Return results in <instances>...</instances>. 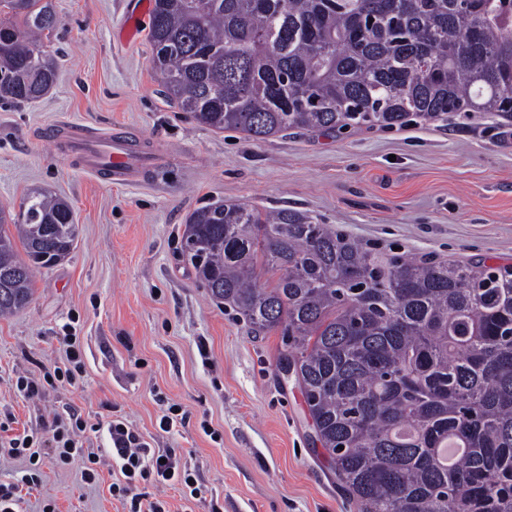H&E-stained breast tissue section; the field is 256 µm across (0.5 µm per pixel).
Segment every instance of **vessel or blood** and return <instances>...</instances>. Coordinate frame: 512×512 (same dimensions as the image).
<instances>
[{"mask_svg":"<svg viewBox=\"0 0 512 512\" xmlns=\"http://www.w3.org/2000/svg\"><path fill=\"white\" fill-rule=\"evenodd\" d=\"M63 147L81 158L84 169L107 176L116 184L137 181L152 165L150 156L121 132L101 138L72 126L63 139Z\"/></svg>","mask_w":512,"mask_h":512,"instance_id":"b4317fda","label":"vessel or blood"}]
</instances>
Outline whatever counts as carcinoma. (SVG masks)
Instances as JSON below:
<instances>
[{"instance_id": "cac0c4a2", "label": "carcinoma", "mask_w": 512, "mask_h": 512, "mask_svg": "<svg viewBox=\"0 0 512 512\" xmlns=\"http://www.w3.org/2000/svg\"><path fill=\"white\" fill-rule=\"evenodd\" d=\"M0 99L57 81L41 50L52 0H0ZM165 96L214 131L261 141L431 121L466 107L512 118V2L154 0ZM0 211V315L78 239L70 203L36 191ZM20 241L25 258L14 242ZM195 278L251 332L281 330L321 446L359 512H512V267L366 248L304 212H192ZM277 275L257 282L256 270ZM463 452L451 466L439 451Z\"/></svg>"}]
</instances>
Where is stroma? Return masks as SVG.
<instances>
[{
  "instance_id": "1",
  "label": "stroma",
  "mask_w": 512,
  "mask_h": 512,
  "mask_svg": "<svg viewBox=\"0 0 512 512\" xmlns=\"http://www.w3.org/2000/svg\"><path fill=\"white\" fill-rule=\"evenodd\" d=\"M59 24L44 50L58 71L38 102L0 105V209L41 189L72 205L70 258L37 273L29 305L0 317V440L47 435L53 417L91 423L117 412L152 448L172 452L212 492L153 489L166 512H358L336 484L295 380L279 376L281 331L251 333L211 298L182 255L196 209L218 202L288 207L360 243L409 257L512 265V120L451 112L391 130H291L256 141L213 131L161 93L139 0H52ZM136 22L130 41L121 32ZM120 127L157 154L141 181L115 186L65 154L59 122ZM72 325L83 369L29 399L15 385L64 365ZM182 424L160 429L163 403ZM80 462L41 447L40 484L23 512H127L105 465L84 484Z\"/></svg>"
}]
</instances>
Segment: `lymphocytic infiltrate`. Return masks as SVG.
I'll return each mask as SVG.
<instances>
[{
    "mask_svg": "<svg viewBox=\"0 0 512 512\" xmlns=\"http://www.w3.org/2000/svg\"><path fill=\"white\" fill-rule=\"evenodd\" d=\"M107 429L111 445L98 451H85L86 432ZM88 425L78 415L54 418L50 429L54 446L52 452L57 463L66 465L81 459L83 483H95L105 461H113L126 478L125 484L113 485L111 492L129 498V512H166L163 501L151 498L149 493L135 492L136 481L153 487L180 486L182 492L194 499L205 498L209 492L189 469L179 467L172 453H162L149 447L144 438L124 420L110 419L106 427Z\"/></svg>",
    "mask_w": 512,
    "mask_h": 512,
    "instance_id": "lymphocytic-infiltrate-1",
    "label": "lymphocytic infiltrate"
}]
</instances>
